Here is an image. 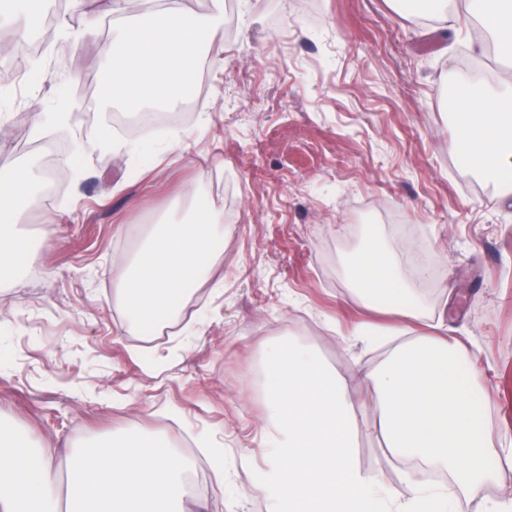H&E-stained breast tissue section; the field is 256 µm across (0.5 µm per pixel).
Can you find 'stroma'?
<instances>
[{
    "mask_svg": "<svg viewBox=\"0 0 512 512\" xmlns=\"http://www.w3.org/2000/svg\"><path fill=\"white\" fill-rule=\"evenodd\" d=\"M163 2L127 0L77 52L52 36L32 81L0 65V169L36 160L62 189L40 209L16 205L34 258L0 281V413L36 447L160 438L206 466V512H267L261 350L289 340L346 379L358 466L409 494L433 477L371 435L363 379L392 344H342L368 316L346 261L380 241L424 312L474 352L480 425L496 442L512 434V199L462 174L451 148L448 89L470 40L427 32L400 0H233L223 46L196 44L205 77L179 124L184 144L163 127L133 152L119 126L129 105L98 109L108 85L94 59L114 28ZM62 106L71 127L34 136L35 114ZM104 124L111 147L77 151ZM205 184L227 213L213 270L147 338L127 325L113 286L148 227L187 218ZM47 211L61 223H43ZM429 264L433 277L421 278Z\"/></svg>",
    "mask_w": 512,
    "mask_h": 512,
    "instance_id": "1",
    "label": "stroma"
}]
</instances>
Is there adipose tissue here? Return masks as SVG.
<instances>
[{"label": "adipose tissue", "instance_id": "adipose-tissue-1", "mask_svg": "<svg viewBox=\"0 0 512 512\" xmlns=\"http://www.w3.org/2000/svg\"><path fill=\"white\" fill-rule=\"evenodd\" d=\"M512 0H422L424 14L444 22L460 19L457 35L484 25L488 38L512 42ZM81 21L79 31L61 26L59 37L72 49L93 38L104 13L120 11L122 0H70ZM208 31L223 44L224 30L207 17H187L180 0H167L150 25L130 23L111 42L100 45L98 59L108 70L110 90L131 105L173 96L192 72V36ZM469 134L453 149L464 174L472 157L481 172L496 177L512 169V78L479 94L468 114ZM38 179L0 171V249L24 260L27 251L13 233L15 202L36 203ZM224 207L213 204L206 222L187 219L157 227L149 245L114 289L129 320L142 322L170 314L186 292L205 278L212 265L209 243L224 231ZM358 303L381 312L394 305L406 311L410 326L388 328L366 320L356 323L347 344L373 335H391L398 344L375 371L366 372L373 405L374 433L397 458L416 459L437 472L451 473L465 496L438 486L397 494L379 476L357 465L353 437L357 427L347 382L325 368L314 352L292 344L263 350L267 416L261 433L267 453L259 487L269 512H512L510 501L471 504L488 477L487 462L504 449L476 426L473 399L478 362L462 356V341L425 323L418 299L406 287L396 264L378 247L348 265ZM22 440L0 421V512H171L184 497L191 464L165 443L123 438L108 444L46 447L34 450V463L20 468ZM65 456L67 486H60L56 465Z\"/></svg>", "mask_w": 512, "mask_h": 512}]
</instances>
